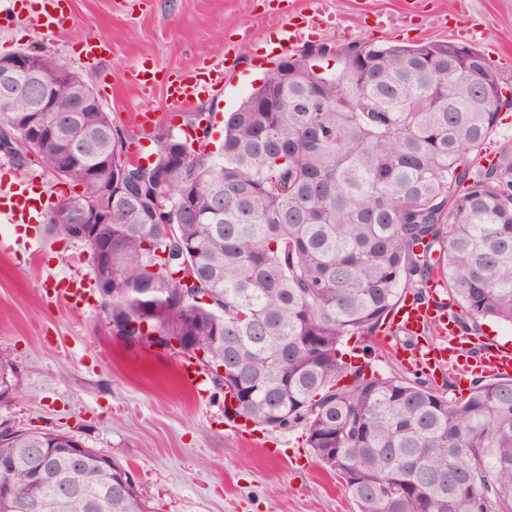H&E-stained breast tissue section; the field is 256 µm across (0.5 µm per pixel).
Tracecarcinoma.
I'll use <instances>...</instances> for the list:
<instances>
[{
    "label": "carcinoma",
    "mask_w": 512,
    "mask_h": 512,
    "mask_svg": "<svg viewBox=\"0 0 512 512\" xmlns=\"http://www.w3.org/2000/svg\"><path fill=\"white\" fill-rule=\"evenodd\" d=\"M40 104L61 108L85 92L83 122L29 143L41 166L83 187L70 198L112 205L100 241L110 264L95 271L112 335L134 321L178 338V353L225 366L242 415L265 429L304 426L316 459L342 482L359 512H512V377L477 379L449 400L415 373L367 375L373 336L409 291L442 277L476 331L493 318L512 325V143L485 168V151L512 85L475 49L449 41L412 46L352 44L340 68L317 73L304 49L272 68L224 119L216 152L170 165L188 138L153 135L160 191L173 204L189 191L204 218L162 211L141 177L115 183L124 130L60 59L36 53ZM25 96L0 112V132L30 112ZM69 206L47 214L66 233ZM192 268L201 299L183 296ZM208 297L205 302L202 297ZM356 339L354 346L348 341ZM361 352L365 362L352 358ZM351 382L344 384L342 380ZM19 370L0 358V396ZM33 429L0 432V484L18 499L64 490L46 512H152L128 470L79 439L51 432L40 473L29 464Z\"/></svg>",
    "instance_id": "1"
}]
</instances>
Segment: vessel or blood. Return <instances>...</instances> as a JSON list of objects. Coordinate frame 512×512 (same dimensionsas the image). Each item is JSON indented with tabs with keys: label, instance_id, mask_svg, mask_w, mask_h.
Here are the masks:
<instances>
[{
	"label": "vessel or blood",
	"instance_id": "b4317fda",
	"mask_svg": "<svg viewBox=\"0 0 512 512\" xmlns=\"http://www.w3.org/2000/svg\"><path fill=\"white\" fill-rule=\"evenodd\" d=\"M31 22L43 34L52 35L73 26L70 0H28ZM320 11L302 15L301 23L285 31L276 47L278 55L294 54L304 38L305 29L320 27ZM227 65L215 59L204 66L175 75L167 89L170 107L186 110L204 96L221 93ZM45 207L43 198L21 178L0 181V223L39 224ZM57 303L78 308L84 301L85 278L81 275H55L51 278ZM393 328L418 337L415 347L394 344L395 358L409 370L430 375L446 369L448 363H461L463 369L477 368L494 376L512 375V346L491 343L479 336L459 333L447 316L446 302L438 295L420 300L406 295L395 307Z\"/></svg>",
	"mask_w": 512,
	"mask_h": 512
}]
</instances>
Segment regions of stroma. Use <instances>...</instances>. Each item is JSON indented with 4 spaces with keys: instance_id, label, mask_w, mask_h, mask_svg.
Segmentation results:
<instances>
[{
    "instance_id": "obj_1",
    "label": "stroma",
    "mask_w": 512,
    "mask_h": 512,
    "mask_svg": "<svg viewBox=\"0 0 512 512\" xmlns=\"http://www.w3.org/2000/svg\"><path fill=\"white\" fill-rule=\"evenodd\" d=\"M338 26L310 44L413 45L447 40L481 51L512 80V0H325ZM309 0H71L75 23L47 39L32 25L0 30V56L44 50L80 74L107 112L147 156L157 129L186 128L170 108L165 74L225 55L221 94L200 99L212 143L224 116L259 86L252 72L276 61L268 45ZM107 45L102 60L79 55L81 41ZM152 112L136 129L130 116ZM91 256L43 228L0 223V355L20 385L0 402V428L69 432L125 466L157 512H358L336 476L305 444L302 427L237 435L225 425L224 392L213 380L193 387L182 355L114 336L95 290L78 311L50 302L48 272L87 273Z\"/></svg>"
}]
</instances>
